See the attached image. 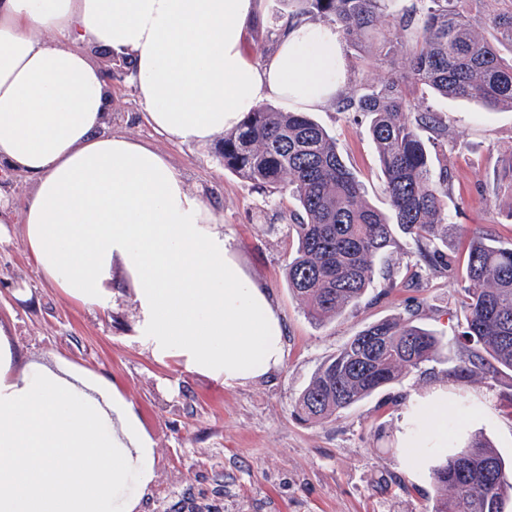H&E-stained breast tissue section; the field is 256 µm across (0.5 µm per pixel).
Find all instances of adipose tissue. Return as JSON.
I'll list each match as a JSON object with an SVG mask.
<instances>
[{
	"mask_svg": "<svg viewBox=\"0 0 512 512\" xmlns=\"http://www.w3.org/2000/svg\"><path fill=\"white\" fill-rule=\"evenodd\" d=\"M259 0H0V163L31 178L19 221L44 281L112 307L113 271L133 285L134 330L150 355L227 386L283 362L270 292L229 249L216 214L140 140L105 132L112 88L91 60L131 63L158 134L205 145L267 100L310 112L341 99L348 68L336 29L294 22L271 56L245 49ZM406 417L409 463L448 446V396ZM156 448L107 378L64 363L15 371L0 329V512H137L129 483L155 480Z\"/></svg>",
	"mask_w": 512,
	"mask_h": 512,
	"instance_id": "obj_1",
	"label": "adipose tissue"
}]
</instances>
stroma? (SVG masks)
Masks as SVG:
<instances>
[{
    "instance_id": "stroma-1",
    "label": "stroma",
    "mask_w": 512,
    "mask_h": 512,
    "mask_svg": "<svg viewBox=\"0 0 512 512\" xmlns=\"http://www.w3.org/2000/svg\"><path fill=\"white\" fill-rule=\"evenodd\" d=\"M262 20L247 32L246 49L261 61L276 48L288 21L282 0H261ZM405 51L380 65L374 48L348 50L351 84L372 83L406 69ZM112 71V133L129 135L164 154L189 189L221 219L241 266L269 289L285 328L284 360L268 377L232 387L186 372L145 351L133 330L135 306L126 278L112 284V310L88 308L44 282L29 258L20 225L0 244V326L17 356L16 370L60 359L98 373L128 399L157 448L156 479L138 512H191L194 501L211 512H429V463L406 467L399 448L401 422L415 398L448 394L449 427L483 434L512 459V379L460 382L450 370L463 354L456 339L465 311L458 301L461 271L428 268L414 242L398 236L390 263L381 264L356 307L317 325L288 289L291 215L297 202L287 185L259 188L226 170L215 144H179L143 119L134 76L107 55ZM417 104L441 112L458 136L443 160L454 175L448 193L449 256L460 253L466 231L512 242V191L493 188L500 159L512 155V111L469 100H447L423 90ZM335 136L364 191L388 210L366 119L337 106L314 112ZM414 311L419 324L445 336L440 360L422 364L322 424L296 419L292 405L315 369L364 326Z\"/></svg>"
}]
</instances>
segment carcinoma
<instances>
[{"label":"carcinoma","mask_w":512,"mask_h":512,"mask_svg":"<svg viewBox=\"0 0 512 512\" xmlns=\"http://www.w3.org/2000/svg\"><path fill=\"white\" fill-rule=\"evenodd\" d=\"M290 20L336 26L358 48L387 24L409 33L408 67L361 86L338 104L369 118L391 213L370 206L348 168L336 138L307 112L261 106L224 132V168L257 185L284 183L298 202L291 225L297 246L287 266L288 289L321 324L355 305L376 274V260L391 253L399 233L411 237L425 262L452 268L437 241L448 237V168L434 169L432 150L448 146V121L413 104L426 88L448 99L475 100L512 111V0H284ZM495 32L489 41L477 28ZM459 289L466 328L458 343L466 354L454 378L496 380L512 371V244L482 232L467 241ZM380 336L383 344L369 345ZM445 343L412 318L368 324L315 370L292 414L324 422L422 363L438 359ZM431 512H505L512 499V463L489 442L472 435L452 443L430 468Z\"/></svg>","instance_id":"carcinoma-1"}]
</instances>
